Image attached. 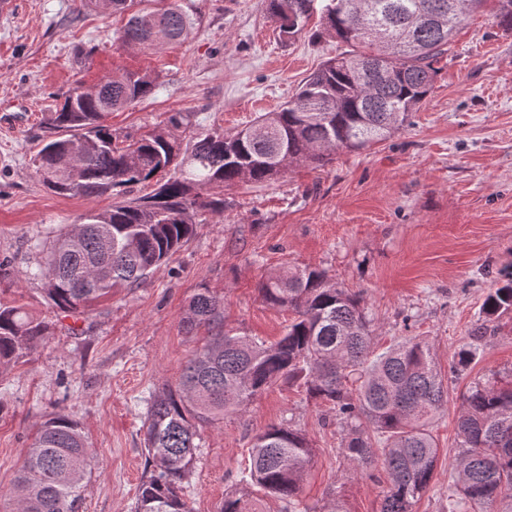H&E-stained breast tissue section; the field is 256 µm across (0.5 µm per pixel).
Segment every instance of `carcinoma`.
<instances>
[{"label": "carcinoma", "mask_w": 512, "mask_h": 512, "mask_svg": "<svg viewBox=\"0 0 512 512\" xmlns=\"http://www.w3.org/2000/svg\"><path fill=\"white\" fill-rule=\"evenodd\" d=\"M112 0L127 16L120 40L154 50L189 38L196 22L192 0ZM280 34L302 32L314 12L323 32L350 47L327 60L275 112L232 133L213 131L182 143L190 116L175 112L167 125L145 133H112L105 115L149 96L148 73L105 77L89 90L62 94L48 124L63 135L36 154V174L51 192L96 198L156 180L152 193L91 209L60 233L31 273L48 304L82 314L121 286H133L165 263L194 234L198 215L222 214L221 192L243 178L268 182L293 164H323L332 151L360 150L390 137L417 111L432 88L434 64L448 52L456 29L488 0H267ZM495 20L512 30V0H494ZM489 291L483 311H512V271ZM263 300L295 312L288 331L266 344L223 324L220 300L203 288L189 301L185 322L216 330L189 360L176 388L150 397L144 423L148 475L135 512H191L183 490L193 472L199 429L245 410L273 385L303 387L333 412L343 433L349 477L382 462L388 475L380 512H412L429 488L438 446L429 427L448 403V388L432 347L409 339L376 354L374 324L361 294L341 288L315 268L268 277ZM51 325L20 306L0 304V377L50 335ZM458 419L455 469L448 512H486L502 488H512V378L498 373L469 387ZM310 439L288 425L253 438L250 467L240 477L266 495L297 508ZM90 453L79 424L56 413L39 427L17 472L7 512H82ZM221 512H258L245 493L224 496Z\"/></svg>", "instance_id": "obj_1"}]
</instances>
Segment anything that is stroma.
Masks as SVG:
<instances>
[{"mask_svg":"<svg viewBox=\"0 0 512 512\" xmlns=\"http://www.w3.org/2000/svg\"><path fill=\"white\" fill-rule=\"evenodd\" d=\"M13 2L0 12V301L51 321L53 334L0 378V496L39 425L63 412L80 424L93 455L83 512H134L146 404L178 385L208 334L184 323L192 295L209 289L224 301L227 327L271 343L293 315L262 301L261 281L311 266L362 294L375 352L410 337L433 346L448 404L430 427L439 458L413 512H448L462 396L474 381L512 371V313L482 312L499 271L512 266V31L490 11L471 15L438 62L429 95L391 137L225 189L223 215L203 213L171 260L76 320L48 306L41 282L25 275L52 236L113 202L52 194L35 174L33 158L54 136L45 118L62 94L123 70L149 72L153 94L110 114L113 132H144L175 112L190 113L192 132H233L280 109L346 46L317 35L312 23L280 36L266 0H194L191 37L153 51L121 47L125 17L81 0ZM471 343L478 358L457 370L458 351ZM279 423L313 444L303 507L339 498L347 512H380L383 466L346 478L335 420L286 382L202 429L184 489L192 512H220L253 437Z\"/></svg>","mask_w":512,"mask_h":512,"instance_id":"obj_1","label":"stroma"}]
</instances>
